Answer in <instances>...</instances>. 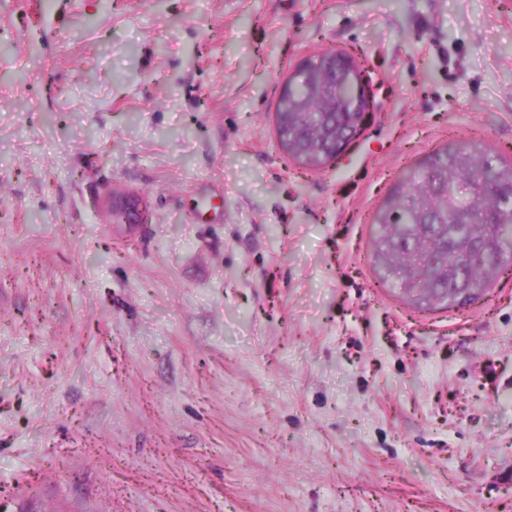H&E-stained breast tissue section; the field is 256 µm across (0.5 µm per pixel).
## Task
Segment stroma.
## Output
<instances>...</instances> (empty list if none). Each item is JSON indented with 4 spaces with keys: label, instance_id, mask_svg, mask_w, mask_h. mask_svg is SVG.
<instances>
[{
    "label": "stroma",
    "instance_id": "1",
    "mask_svg": "<svg viewBox=\"0 0 512 512\" xmlns=\"http://www.w3.org/2000/svg\"><path fill=\"white\" fill-rule=\"evenodd\" d=\"M326 48L377 116L309 171ZM472 138L512 159V0H0V512H512V270L420 311L367 262ZM314 61H324L329 71L336 72V67L347 71L355 84L347 77L336 75L331 80H325L319 69L309 70L304 76L296 80L288 94L292 79L281 85L278 100L288 95L282 104L283 117L288 121V130L295 132V136L288 139L283 136L281 141L288 148V156L299 162L304 169L317 171L328 164L325 159V142L322 131L331 122V110L350 102L356 95L355 118L348 128L344 138L335 146L330 155L334 161L346 151L361 134L369 123L373 112V94L370 88L367 71L364 65L358 68L352 58L335 49L324 50L318 55L303 60L294 71V76L303 73ZM291 76V77H292ZM145 198L134 192H112L107 203L110 223L113 224H143L146 223Z\"/></svg>",
    "mask_w": 512,
    "mask_h": 512
}]
</instances>
